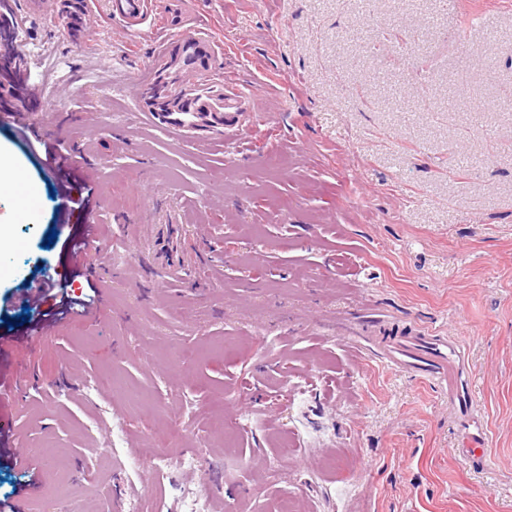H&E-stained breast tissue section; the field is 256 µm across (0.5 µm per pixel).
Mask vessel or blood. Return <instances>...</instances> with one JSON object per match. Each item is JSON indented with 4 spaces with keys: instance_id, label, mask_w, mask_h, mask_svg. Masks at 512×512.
Here are the masks:
<instances>
[{
    "instance_id": "b4317fda",
    "label": "vessel or blood",
    "mask_w": 512,
    "mask_h": 512,
    "mask_svg": "<svg viewBox=\"0 0 512 512\" xmlns=\"http://www.w3.org/2000/svg\"><path fill=\"white\" fill-rule=\"evenodd\" d=\"M379 355L387 364L425 381L453 384L461 402L459 423L466 435L463 455L471 462L485 464L486 449L482 442L481 423L472 411L464 344L451 336H441L418 327L399 330L382 345Z\"/></svg>"
}]
</instances>
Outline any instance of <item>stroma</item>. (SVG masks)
I'll use <instances>...</instances> for the list:
<instances>
[{"label": "stroma", "mask_w": 512, "mask_h": 512, "mask_svg": "<svg viewBox=\"0 0 512 512\" xmlns=\"http://www.w3.org/2000/svg\"><path fill=\"white\" fill-rule=\"evenodd\" d=\"M472 3L151 0L127 18L90 0L71 33L67 0H16L28 77L23 100L0 97V153L36 209L21 222L20 192L0 191V498L512 512V5L474 21ZM187 35L214 48L209 81L249 96L237 134L188 135L145 109L160 52ZM57 143L78 158L65 179L44 161ZM89 191L90 217L74 205ZM89 218L101 241L71 257ZM37 268L75 295L96 281L94 316L10 307ZM382 315L464 343L485 466L459 453L452 388L369 355ZM162 450L199 465L155 473Z\"/></svg>", "instance_id": "1"}]
</instances>
